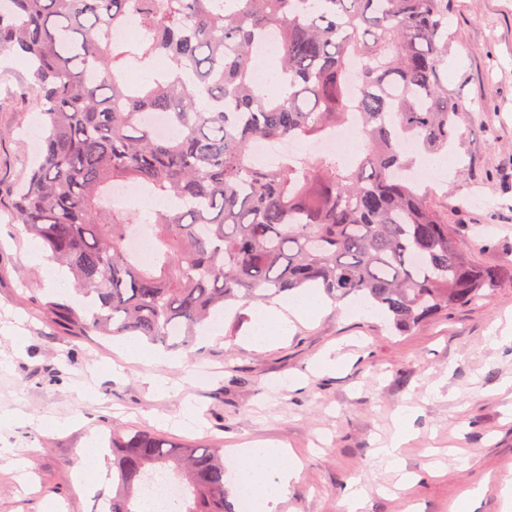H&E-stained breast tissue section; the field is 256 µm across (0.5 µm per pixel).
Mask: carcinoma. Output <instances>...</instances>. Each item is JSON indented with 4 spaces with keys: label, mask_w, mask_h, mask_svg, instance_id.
<instances>
[{
    "label": "carcinoma",
    "mask_w": 512,
    "mask_h": 512,
    "mask_svg": "<svg viewBox=\"0 0 512 512\" xmlns=\"http://www.w3.org/2000/svg\"><path fill=\"white\" fill-rule=\"evenodd\" d=\"M135 14L136 39L112 29ZM448 0H8L0 50L33 71L45 137L25 177L0 186V214L65 264L80 307L44 310L78 336H134L192 355L226 307L315 283L358 296L406 332L512 279L461 245L408 177L400 141L448 148L461 117L440 68ZM280 31L274 90L253 79L256 50ZM358 62L359 95L349 87ZM135 63L152 82L129 84ZM169 115L177 134L147 120ZM357 131L356 156L302 154L255 166L278 139ZM138 183L183 205L155 211L153 260L126 244L140 212L107 191ZM116 488L102 512H140L155 474L178 480L176 512H235L219 448L131 431L112 438Z\"/></svg>",
    "instance_id": "obj_1"
}]
</instances>
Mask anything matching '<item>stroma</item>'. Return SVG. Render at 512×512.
Wrapping results in <instances>:
<instances>
[{
	"label": "stroma",
	"mask_w": 512,
	"mask_h": 512,
	"mask_svg": "<svg viewBox=\"0 0 512 512\" xmlns=\"http://www.w3.org/2000/svg\"><path fill=\"white\" fill-rule=\"evenodd\" d=\"M448 97L466 114L445 152L425 157L421 189L448 209L462 240L482 231L479 264H512V0H450ZM31 72L0 53V171L30 161L44 133ZM72 284L36 241L0 218V512H96L98 489L83 459L112 431L160 433L176 444L238 448L267 440L300 458L276 512H346L362 486L361 512H449L468 488L471 512H503L512 480V283L488 299L449 308L392 332L382 313L331 303L287 342L242 344L250 307L225 316L222 334L198 342L200 357L95 344L41 311L71 299ZM324 359L339 360L333 370ZM168 380L167 393L151 377ZM406 424H398L401 410ZM406 427L402 469L377 448ZM416 476L397 490L401 472ZM84 481H77V473Z\"/></svg>",
	"instance_id": "35a3bbf8"
}]
</instances>
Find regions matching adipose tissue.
I'll use <instances>...</instances> for the list:
<instances>
[{
    "mask_svg": "<svg viewBox=\"0 0 512 512\" xmlns=\"http://www.w3.org/2000/svg\"><path fill=\"white\" fill-rule=\"evenodd\" d=\"M326 307L317 289L282 301L277 307H260L252 312V327L245 344L262 349L284 340L310 316ZM234 467L227 476L229 487L251 512H275L291 482L300 472V464L286 449L269 441H255L229 451Z\"/></svg>",
    "mask_w": 512,
    "mask_h": 512,
    "instance_id": "obj_1",
    "label": "adipose tissue"
}]
</instances>
